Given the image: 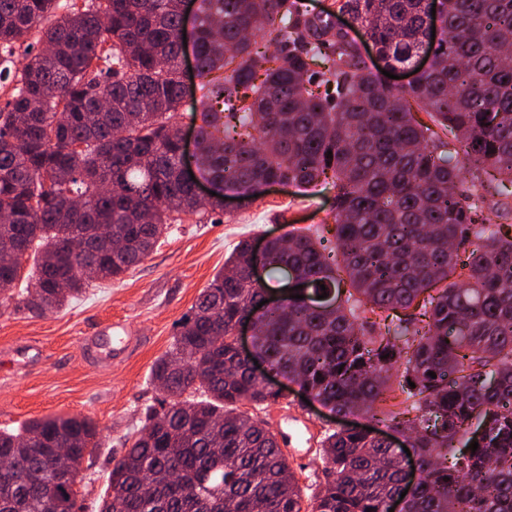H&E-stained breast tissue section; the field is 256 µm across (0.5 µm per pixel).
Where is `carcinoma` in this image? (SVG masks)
Returning <instances> with one entry per match:
<instances>
[{"label": "carcinoma", "mask_w": 512, "mask_h": 512, "mask_svg": "<svg viewBox=\"0 0 512 512\" xmlns=\"http://www.w3.org/2000/svg\"><path fill=\"white\" fill-rule=\"evenodd\" d=\"M56 2L0 0V56L34 32L41 45L0 70L15 82L0 108V251L35 259L19 291L20 268L0 265L1 301L40 316L85 292L83 266L121 279L181 216L221 209L226 188L335 190L333 242L307 228L268 244L282 306L258 307L247 240L201 292L153 365L164 399L113 462L100 512H303L276 435L241 411L279 398L235 348L253 312L255 353L272 368L333 412L410 435L421 469L403 512H512V236L499 223L512 204L488 203L501 194L491 171L512 180V0H446L439 17L428 0H334L389 68L442 24L433 65L408 86L384 83L331 12L196 0L207 205L179 172L178 0H90L60 15ZM306 288L338 304L294 298ZM394 382L404 407L376 411ZM97 437L80 416L0 429V512H76L56 449H74L80 482ZM320 456L311 512H386L402 489L394 450L365 429L326 435Z\"/></svg>", "instance_id": "1"}]
</instances>
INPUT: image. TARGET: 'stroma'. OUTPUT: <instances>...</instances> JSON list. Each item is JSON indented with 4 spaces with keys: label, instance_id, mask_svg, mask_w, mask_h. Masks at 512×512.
Listing matches in <instances>:
<instances>
[{
    "label": "stroma",
    "instance_id": "1",
    "mask_svg": "<svg viewBox=\"0 0 512 512\" xmlns=\"http://www.w3.org/2000/svg\"><path fill=\"white\" fill-rule=\"evenodd\" d=\"M335 191L273 186L258 196L228 199L224 210L184 217L171 225L150 255L118 281H98L65 308L41 316L0 306V428H15L43 416H86L98 426L100 448L79 486L80 512H99L108 473L127 442L142 428L147 410L161 396L152 380L155 360L168 350L183 318L223 267L239 241L255 243L295 228L333 227ZM127 328L123 353L99 358L87 339L101 327ZM25 346L40 356L14 362ZM282 395L247 406L274 434L287 433L307 451L292 462L304 501L323 481L320 441L341 423L371 425L369 416L338 417L319 402H305L299 385L279 379Z\"/></svg>",
    "mask_w": 512,
    "mask_h": 512
}]
</instances>
